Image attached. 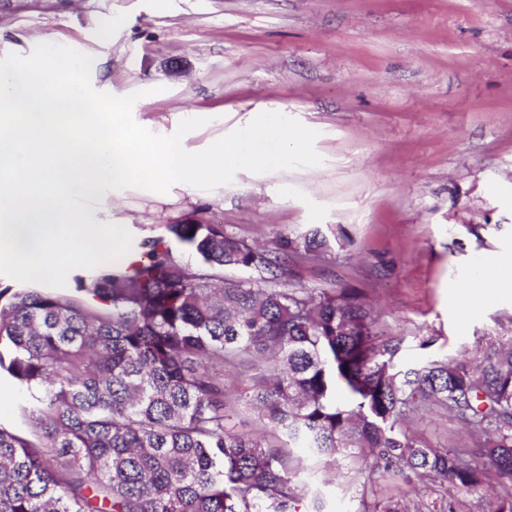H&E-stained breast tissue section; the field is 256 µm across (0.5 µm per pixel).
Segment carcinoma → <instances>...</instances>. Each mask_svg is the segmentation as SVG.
<instances>
[{"instance_id": "obj_1", "label": "carcinoma", "mask_w": 512, "mask_h": 512, "mask_svg": "<svg viewBox=\"0 0 512 512\" xmlns=\"http://www.w3.org/2000/svg\"><path fill=\"white\" fill-rule=\"evenodd\" d=\"M126 257L75 278L72 295L0 288V371L27 392L25 437L0 425V512H299V445L325 467L364 465L437 481L428 506L512 480V336L482 356L401 370L354 289L279 287L288 258L326 247L317 229L258 248L222 224H170ZM176 242L196 258L190 266ZM260 278L226 277L224 270ZM251 361L230 389L214 363ZM479 427L465 451L402 427L413 411ZM253 419L271 438L241 429Z\"/></svg>"}]
</instances>
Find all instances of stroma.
<instances>
[{
  "instance_id": "stroma-1",
  "label": "stroma",
  "mask_w": 512,
  "mask_h": 512,
  "mask_svg": "<svg viewBox=\"0 0 512 512\" xmlns=\"http://www.w3.org/2000/svg\"><path fill=\"white\" fill-rule=\"evenodd\" d=\"M92 56L95 90L141 92L137 123L188 133L198 152L276 111L316 130V167L254 174L191 194L137 187L109 197L103 219L143 241L171 224L223 225L258 246L319 229L328 246L292 257L287 286L355 288L400 368L512 336V288L480 281L512 259V0H0V58L40 43ZM405 428L440 448L471 444L444 412ZM301 480L322 512L388 501L431 504L432 482L366 467ZM457 492V512H492L512 481Z\"/></svg>"
}]
</instances>
